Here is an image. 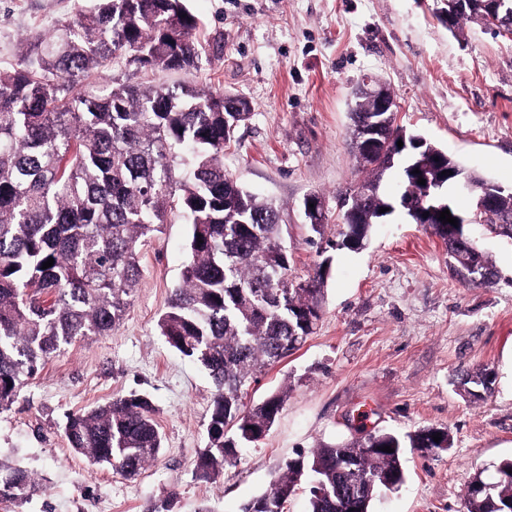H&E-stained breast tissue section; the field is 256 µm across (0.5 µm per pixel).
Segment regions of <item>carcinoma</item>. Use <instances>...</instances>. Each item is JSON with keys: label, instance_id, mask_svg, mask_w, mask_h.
Returning a JSON list of instances; mask_svg holds the SVG:
<instances>
[{"label": "carcinoma", "instance_id": "obj_1", "mask_svg": "<svg viewBox=\"0 0 512 512\" xmlns=\"http://www.w3.org/2000/svg\"><path fill=\"white\" fill-rule=\"evenodd\" d=\"M198 28L184 0H98L0 70V408L14 402L21 381L52 354L120 324L140 282V243L179 217L189 225L188 257L158 326L215 386L208 446L198 465L208 478L237 462L239 449L275 422L284 393L248 409L242 392L310 336L308 318L322 313L328 260L304 280L291 277L280 256L278 207L224 172V145L243 122L228 110L232 96L140 88L107 76L84 83L116 64L195 70ZM361 160L364 186L398 170L410 209L428 189L413 170L435 182L456 163L430 142L385 169ZM391 205L382 194L360 195L345 205L338 241L326 245L360 249ZM500 221L512 224V195L486 219ZM50 258L53 266L42 268ZM154 412L147 396L118 394L70 415L65 436L94 463L135 475L162 448ZM422 443L450 447L447 432L428 428L405 439L377 430L363 444L300 451L243 512H284L308 475V512H346V492L358 488V505L371 512L387 477L404 483V448ZM384 446L393 452H374ZM2 471L1 500L31 485L24 470L0 462ZM480 480L476 474L467 485L466 512H509L512 458L495 466L493 487L476 495Z\"/></svg>", "mask_w": 512, "mask_h": 512}]
</instances>
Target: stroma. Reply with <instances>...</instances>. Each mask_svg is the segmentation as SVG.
Listing matches in <instances>:
<instances>
[{
  "label": "stroma",
  "instance_id": "obj_1",
  "mask_svg": "<svg viewBox=\"0 0 512 512\" xmlns=\"http://www.w3.org/2000/svg\"><path fill=\"white\" fill-rule=\"evenodd\" d=\"M95 0H0V69L38 35ZM201 27L197 70L113 68L133 85L186 83L249 100L250 118L224 148V170L280 211L290 272L306 277L330 259L322 316L302 346L243 394L253 406L285 392L266 435L237 463L200 477L214 387L157 328L187 258L180 219L141 245V277L114 330L46 360L14 403L0 410V462L31 473L33 491L0 512H242L288 458L374 430L406 435L436 427L451 446L406 450L407 477L372 512H464L476 472L512 457V239L469 225L500 279L457 281L442 241L395 211L366 245L321 254L303 213L311 193L327 206L323 237L337 240L338 197L364 175L352 156L354 89L381 79L397 124L435 143L466 170L512 187V40L476 20L453 32L442 0H186ZM495 374L481 399L457 386L460 372ZM136 391L153 403L163 437L157 460L133 477L92 463L69 445L68 415Z\"/></svg>",
  "mask_w": 512,
  "mask_h": 512
}]
</instances>
